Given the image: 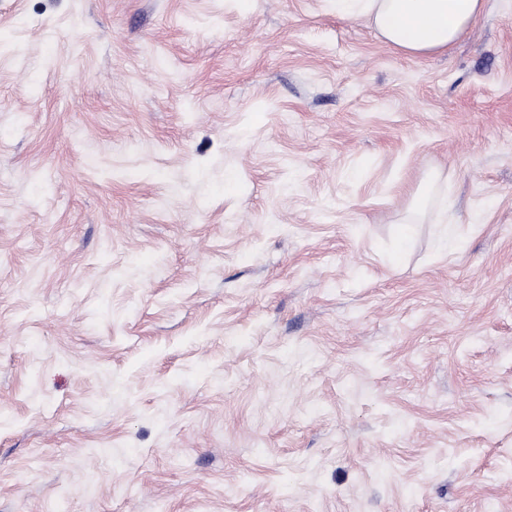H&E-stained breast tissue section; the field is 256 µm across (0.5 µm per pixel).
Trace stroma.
Segmentation results:
<instances>
[{"label": "stroma", "mask_w": 512, "mask_h": 512, "mask_svg": "<svg viewBox=\"0 0 512 512\" xmlns=\"http://www.w3.org/2000/svg\"><path fill=\"white\" fill-rule=\"evenodd\" d=\"M0 32V512H512V0ZM340 16L364 18L388 44L412 56L448 49L486 0H330Z\"/></svg>", "instance_id": "1"}]
</instances>
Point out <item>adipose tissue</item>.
Listing matches in <instances>:
<instances>
[{"mask_svg": "<svg viewBox=\"0 0 512 512\" xmlns=\"http://www.w3.org/2000/svg\"><path fill=\"white\" fill-rule=\"evenodd\" d=\"M336 14L364 18L388 44L412 56L445 51L486 0H330Z\"/></svg>", "mask_w": 512, "mask_h": 512, "instance_id": "1", "label": "adipose tissue"}]
</instances>
